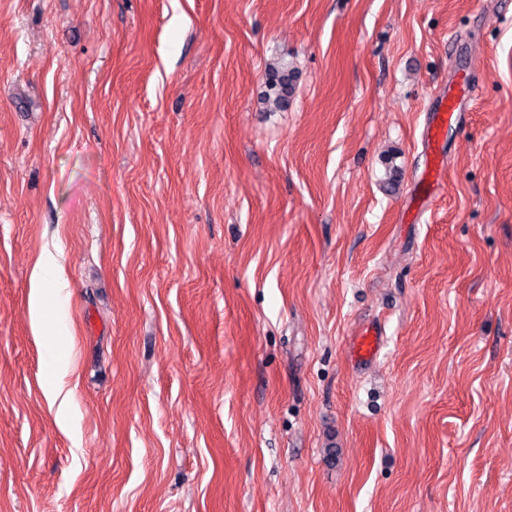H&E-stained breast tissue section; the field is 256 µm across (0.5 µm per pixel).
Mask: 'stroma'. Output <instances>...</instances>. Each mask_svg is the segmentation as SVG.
Returning <instances> with one entry per match:
<instances>
[{"label":"stroma","mask_w":512,"mask_h":512,"mask_svg":"<svg viewBox=\"0 0 512 512\" xmlns=\"http://www.w3.org/2000/svg\"><path fill=\"white\" fill-rule=\"evenodd\" d=\"M0 512H512V0H0ZM294 78L288 67L270 69L266 75L265 103L275 109L286 108L294 91ZM458 81L448 83V93L443 95L433 107L432 125L429 136L439 139L447 133L448 128L461 122L462 112H466L473 100V73L466 68H459ZM48 273H53L60 285L59 290H64L67 286L65 279L63 278L62 270L58 267L56 260L53 256L47 255L41 257L34 268L33 278H34V287L31 290L29 306L32 318L35 323H39L41 319V299H42V291H41V283L43 279L48 275ZM381 332L378 328L367 327L359 336L355 345V356L359 359H368L372 357L379 346Z\"/></svg>","instance_id":"stroma-1"}]
</instances>
